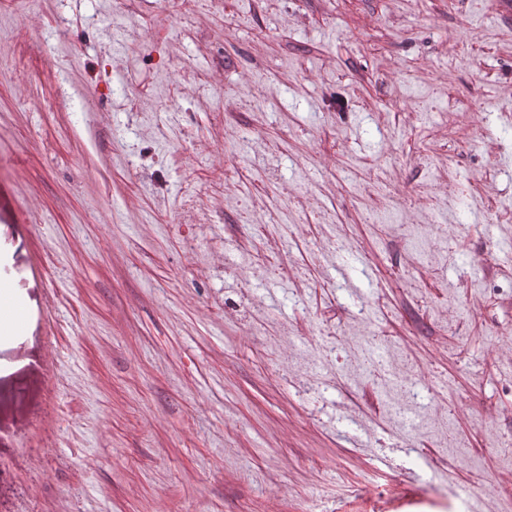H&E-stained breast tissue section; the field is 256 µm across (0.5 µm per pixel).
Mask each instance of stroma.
Returning a JSON list of instances; mask_svg holds the SVG:
<instances>
[{"instance_id": "obj_1", "label": "stroma", "mask_w": 512, "mask_h": 512, "mask_svg": "<svg viewBox=\"0 0 512 512\" xmlns=\"http://www.w3.org/2000/svg\"><path fill=\"white\" fill-rule=\"evenodd\" d=\"M493 9L0 0V512H507ZM411 482L396 486L389 494V499L397 504L393 512H421V504L411 497Z\"/></svg>"}]
</instances>
